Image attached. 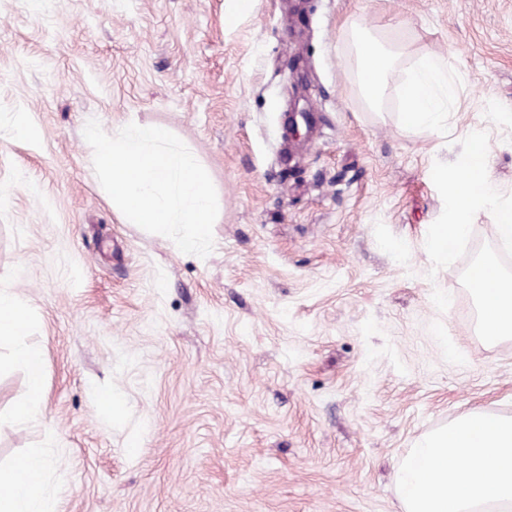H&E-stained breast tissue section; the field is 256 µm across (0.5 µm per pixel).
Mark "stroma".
Wrapping results in <instances>:
<instances>
[{
  "label": "stroma",
  "mask_w": 512,
  "mask_h": 512,
  "mask_svg": "<svg viewBox=\"0 0 512 512\" xmlns=\"http://www.w3.org/2000/svg\"><path fill=\"white\" fill-rule=\"evenodd\" d=\"M236 5L0 0V285L33 309L46 384L16 422L26 374L0 342V466L46 449L56 512H402L420 437L474 408L512 417V339L476 335L467 259L436 270L425 248L432 166L469 133L512 194V0ZM353 18L403 43L379 112L351 77ZM426 54L455 96L410 129L394 88ZM295 102L313 124L292 139ZM91 118L197 154L207 257L121 222Z\"/></svg>",
  "instance_id": "obj_1"
}]
</instances>
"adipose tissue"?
I'll use <instances>...</instances> for the list:
<instances>
[{
    "instance_id": "ef3b65f1",
    "label": "adipose tissue",
    "mask_w": 512,
    "mask_h": 512,
    "mask_svg": "<svg viewBox=\"0 0 512 512\" xmlns=\"http://www.w3.org/2000/svg\"><path fill=\"white\" fill-rule=\"evenodd\" d=\"M354 55V78L365 105L380 110L401 45L359 20L345 30ZM455 94L446 60L422 58L398 88L409 127L436 126ZM30 309L11 288L0 289V337L16 338L13 360L27 372L15 405L19 421L38 418L45 397L44 354L22 342ZM47 456L36 449L19 465L0 470V512H54ZM397 488L403 512H512V418L475 408L417 441L402 464Z\"/></svg>"
}]
</instances>
